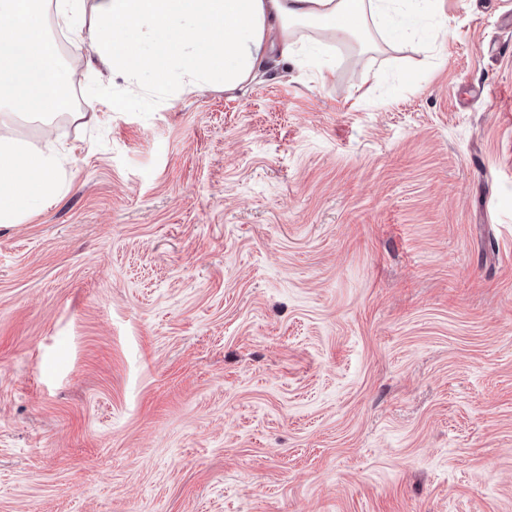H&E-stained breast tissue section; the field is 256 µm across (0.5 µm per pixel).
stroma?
<instances>
[{"mask_svg":"<svg viewBox=\"0 0 512 512\" xmlns=\"http://www.w3.org/2000/svg\"><path fill=\"white\" fill-rule=\"evenodd\" d=\"M130 102L0 223V512H512V0Z\"/></svg>","mask_w":512,"mask_h":512,"instance_id":"stroma-1","label":"stroma"}]
</instances>
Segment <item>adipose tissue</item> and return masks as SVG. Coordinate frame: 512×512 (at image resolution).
<instances>
[{
  "mask_svg": "<svg viewBox=\"0 0 512 512\" xmlns=\"http://www.w3.org/2000/svg\"><path fill=\"white\" fill-rule=\"evenodd\" d=\"M427 0H0V223L18 224L57 194L55 173L66 162L57 149L33 152L7 130L18 121L44 135L67 105L77 80L64 65L49 26L89 44L121 76L127 97L147 101L170 91L192 94L222 84L243 88L273 63L304 67L315 78L327 41L359 49L390 31L405 37L424 17Z\"/></svg>",
  "mask_w": 512,
  "mask_h": 512,
  "instance_id": "obj_1",
  "label": "adipose tissue"
}]
</instances>
